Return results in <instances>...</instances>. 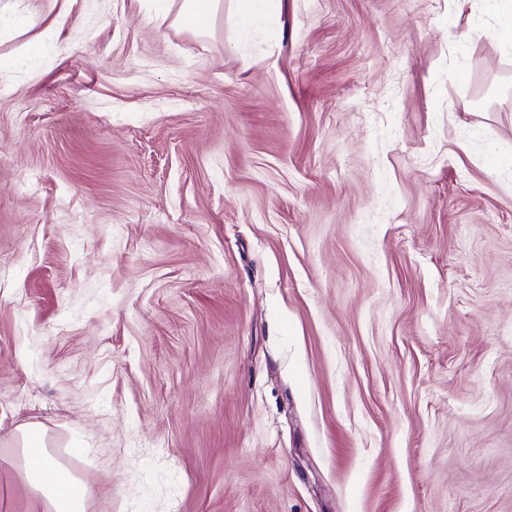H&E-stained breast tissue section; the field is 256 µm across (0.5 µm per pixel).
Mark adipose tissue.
I'll list each match as a JSON object with an SVG mask.
<instances>
[{"label": "adipose tissue", "mask_w": 512, "mask_h": 512, "mask_svg": "<svg viewBox=\"0 0 512 512\" xmlns=\"http://www.w3.org/2000/svg\"><path fill=\"white\" fill-rule=\"evenodd\" d=\"M18 434L22 478L45 512H86L88 489L50 454L44 427L28 422Z\"/></svg>", "instance_id": "adipose-tissue-1"}]
</instances>
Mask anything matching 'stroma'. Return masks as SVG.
Returning a JSON list of instances; mask_svg holds the SVG:
<instances>
[{
  "instance_id": "1",
  "label": "stroma",
  "mask_w": 512,
  "mask_h": 512,
  "mask_svg": "<svg viewBox=\"0 0 512 512\" xmlns=\"http://www.w3.org/2000/svg\"><path fill=\"white\" fill-rule=\"evenodd\" d=\"M0 0V512H512V49L488 0ZM186 2V7L183 10L185 20L187 21L189 18V23L196 30L207 28L211 22L213 9L217 2L211 0H192ZM17 430L22 478L45 512H86L88 489L50 454L44 427L28 422Z\"/></svg>"
}]
</instances>
